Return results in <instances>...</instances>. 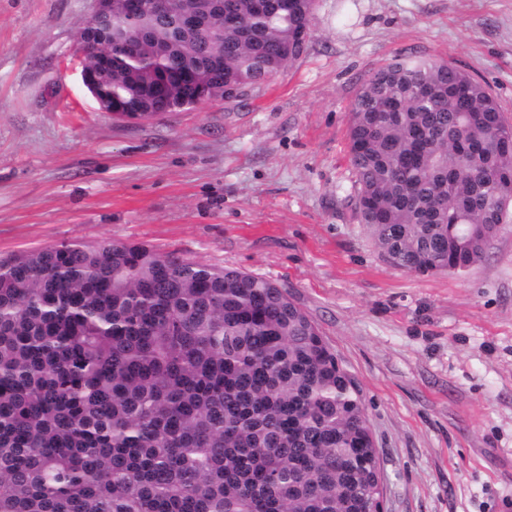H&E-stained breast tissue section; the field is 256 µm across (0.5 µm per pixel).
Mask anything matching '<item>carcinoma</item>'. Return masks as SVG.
<instances>
[{
	"instance_id": "obj_1",
	"label": "carcinoma",
	"mask_w": 512,
	"mask_h": 512,
	"mask_svg": "<svg viewBox=\"0 0 512 512\" xmlns=\"http://www.w3.org/2000/svg\"><path fill=\"white\" fill-rule=\"evenodd\" d=\"M112 12L96 92L147 120L244 90L306 50V0H196V30ZM512 124L483 83L399 56L348 121L355 210L391 266L462 274L512 224ZM379 476L352 375L273 281L144 244L0 260V512H369Z\"/></svg>"
}]
</instances>
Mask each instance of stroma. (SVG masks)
<instances>
[{"mask_svg": "<svg viewBox=\"0 0 512 512\" xmlns=\"http://www.w3.org/2000/svg\"><path fill=\"white\" fill-rule=\"evenodd\" d=\"M91 0H0V258L148 245L287 289L356 379L384 512H512V224L462 275L389 266L355 214L348 116L394 57L447 61L512 121V0H315L302 54L148 121L80 78Z\"/></svg>", "mask_w": 512, "mask_h": 512, "instance_id": "stroma-1", "label": "stroma"}]
</instances>
